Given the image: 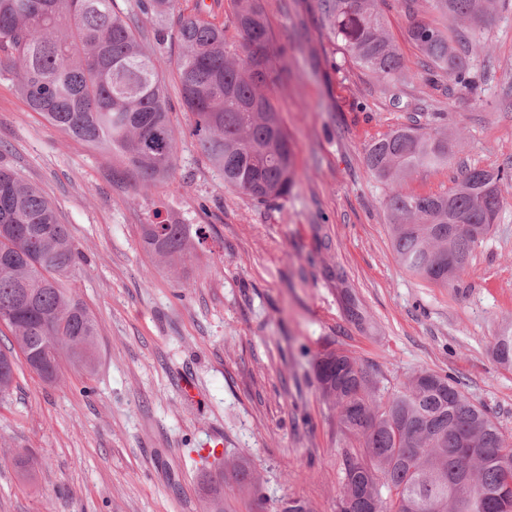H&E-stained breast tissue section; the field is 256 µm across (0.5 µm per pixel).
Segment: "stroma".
Wrapping results in <instances>:
<instances>
[{
  "label": "stroma",
  "instance_id": "obj_1",
  "mask_svg": "<svg viewBox=\"0 0 512 512\" xmlns=\"http://www.w3.org/2000/svg\"><path fill=\"white\" fill-rule=\"evenodd\" d=\"M196 0H180V15ZM288 78L277 90L295 151L288 198L259 203L225 188L189 136L170 85L178 152L170 182L139 190L122 157L88 149L27 110L0 81V161L57 206L84 255L72 286L98 321L92 372L63 366L57 381L21 367L0 400V512H201L200 477L244 459L251 484L224 486V512H277L299 498L338 512L343 459L355 442L314 376L316 354L340 347L394 390L419 371L457 378L512 443V368L495 336L512 324V182L471 274L440 287L396 261L387 187L364 162L371 140L438 120L457 138L447 165L423 168L410 194L444 193L469 166L512 168V11L466 28L476 93L432 81L405 31L401 0H382L409 77L392 90L341 64L310 0H263ZM157 43L170 71L179 17ZM203 231L169 266L140 227L156 221ZM354 295L363 324L344 313ZM196 398H186L185 384ZM32 454L24 476L16 455Z\"/></svg>",
  "mask_w": 512,
  "mask_h": 512
}]
</instances>
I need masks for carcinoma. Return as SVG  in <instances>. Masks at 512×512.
I'll use <instances>...</instances> for the list:
<instances>
[{
	"label": "carcinoma",
	"mask_w": 512,
	"mask_h": 512,
	"mask_svg": "<svg viewBox=\"0 0 512 512\" xmlns=\"http://www.w3.org/2000/svg\"><path fill=\"white\" fill-rule=\"evenodd\" d=\"M381 0H314V8L343 62L385 82L407 78L403 56L386 29ZM403 0L407 39L424 72L450 79L465 92L470 48L452 24H487L512 0ZM179 0H0V80L12 83L28 110L89 148L124 156L148 190L175 169L177 136L166 79L139 35L142 18L157 26ZM205 0L181 19L174 72L190 135L224 187L257 202L288 195L294 152L274 93L287 72L274 45L262 0H232L231 26L207 18ZM448 131L439 124L395 129L368 144L364 160L389 186L387 225L397 262L441 286L470 267L475 245L502 208L500 185L509 169L472 166L446 193L410 195L401 184L422 168L448 164ZM19 233L0 237V324L25 362L45 348L53 354L33 367L57 378L61 357L92 371L98 323L66 282L83 261L54 203L17 171L0 165V225ZM147 250L172 264L190 253L188 224H143ZM494 359L512 368V328L495 338ZM18 362L0 350V398L10 391ZM322 396L337 409L341 432L360 444L345 454L340 512H512L501 491L512 486V446L483 406L467 400L455 379L420 371L391 394L342 350L317 358ZM250 479L246 465L210 476L209 507L223 512L224 481Z\"/></svg>",
	"instance_id": "cac0c4a2"
}]
</instances>
